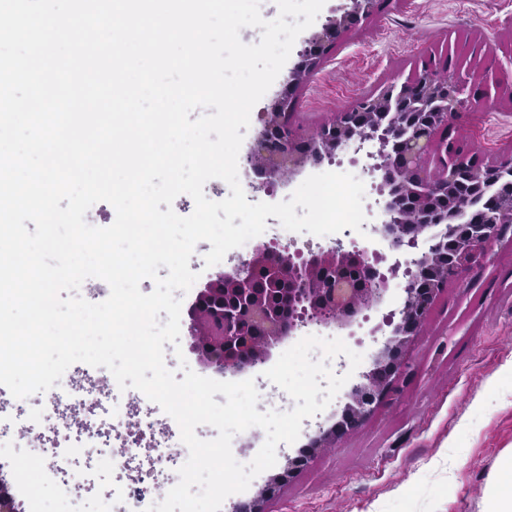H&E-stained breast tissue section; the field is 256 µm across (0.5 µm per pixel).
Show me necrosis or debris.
<instances>
[{"mask_svg": "<svg viewBox=\"0 0 512 512\" xmlns=\"http://www.w3.org/2000/svg\"><path fill=\"white\" fill-rule=\"evenodd\" d=\"M60 390L64 403L30 415L20 430L0 419V447L18 437L37 448L43 479L73 500L95 488L97 512H117L122 500L135 512L159 502L170 463L189 456L175 420L147 397L123 401L106 370L69 376Z\"/></svg>", "mask_w": 512, "mask_h": 512, "instance_id": "4bbe7bcc", "label": "necrosis or debris"}]
</instances>
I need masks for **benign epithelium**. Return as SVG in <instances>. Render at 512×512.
<instances>
[{"mask_svg": "<svg viewBox=\"0 0 512 512\" xmlns=\"http://www.w3.org/2000/svg\"><path fill=\"white\" fill-rule=\"evenodd\" d=\"M376 0H344L338 15L312 35L302 60L291 72L270 110L262 113V129L246 154V164L259 169L271 183L313 161L310 144L321 146L325 156L348 143L375 140L384 159L383 185L388 189L385 211L389 221L376 229L388 247L400 252L418 247L420 225L439 224L435 204L448 202V216L483 211L482 220L458 238L452 254L442 245L454 233L448 224L421 254L406 263V299L392 338L378 358L390 356L387 370L374 369L352 387L355 400L346 408L349 425L340 430H318L310 439L308 457L337 445L340 438L360 427L391 390V379L405 367L403 352L420 332L440 295L451 281L465 279L474 265L490 256V247L512 240V196L459 197L450 201L462 175L475 185L490 171H511L512 159L481 165L460 148L448 147L443 130L462 112L481 108L483 97L468 89L469 81L454 73L440 75L427 68L401 83L392 82L369 92L371 111L365 113L362 133L355 135L349 108L321 127L313 140L302 137L288 124V99L325 62L337 37L374 13ZM435 173L426 174L429 159ZM277 273L265 287L256 274ZM387 276L358 250L336 245L308 259L291 257L276 245H264L256 255L208 282L190 305V335L203 362L215 373L239 374L264 361L269 345L303 326L305 320L343 324L360 310L378 301L386 290ZM0 512H23L6 480L0 478Z\"/></svg>", "mask_w": 512, "mask_h": 512, "instance_id": "benign-epithelium-1", "label": "benign epithelium"}]
</instances>
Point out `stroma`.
Segmentation results:
<instances>
[{"label":"stroma","instance_id":"1","mask_svg":"<svg viewBox=\"0 0 512 512\" xmlns=\"http://www.w3.org/2000/svg\"><path fill=\"white\" fill-rule=\"evenodd\" d=\"M340 4L326 0L315 22L297 37L280 74L251 111L241 153L253 145L261 113L283 89L310 36L321 32ZM428 60L498 80L489 106L460 114L448 138L485 163L512 157V0H384L362 27L338 38L321 69L297 89L291 122L302 135H313L364 93L414 76ZM326 170L309 163L263 189L251 169L242 166L238 172L249 202L277 203L289 200L308 176ZM385 201L381 193L365 196L367 220L360 231L299 233L288 242L289 253L307 257L340 243L388 271L401 256L374 232ZM406 283L404 275L391 277L382 301L347 326L298 328L274 344L262 363L242 372V379L263 387L265 371L309 335L342 339L358 353L376 352L392 334L384 319L401 310ZM405 358L408 368L396 382L397 395L339 447L279 483L286 457L298 456L317 428H329L349 403L347 385L324 411L303 420L295 443L279 444L275 466L246 491L225 499L221 512L254 500L275 482L280 494L265 503V512H484V490L502 458L512 454V242L494 244L489 262L463 282L449 284ZM40 470V456L29 448L13 449L9 461L0 460V477L25 512L45 507L71 512L70 502L57 485L41 480Z\"/></svg>","mask_w":512,"mask_h":512}]
</instances>
